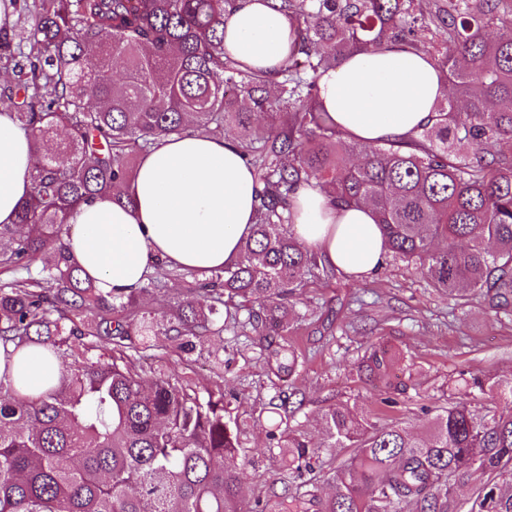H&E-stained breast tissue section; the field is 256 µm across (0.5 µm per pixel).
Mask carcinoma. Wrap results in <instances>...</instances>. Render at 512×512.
Returning a JSON list of instances; mask_svg holds the SVG:
<instances>
[{
  "label": "carcinoma",
  "mask_w": 512,
  "mask_h": 512,
  "mask_svg": "<svg viewBox=\"0 0 512 512\" xmlns=\"http://www.w3.org/2000/svg\"><path fill=\"white\" fill-rule=\"evenodd\" d=\"M236 6L34 0L26 26L0 28L10 75L0 97L34 133L33 194L16 223L0 225V269L15 273L0 283V349L8 366L26 349L61 364L58 384L37 396L0 376V512H249L242 425L224 390L201 395L162 371L155 351L165 340L179 357L203 337L278 335L306 318L290 303L298 276L325 271L289 231L305 183L338 207H370L386 254L449 298L512 308V0H275L297 27L288 64L272 74L224 54V15ZM384 39L431 56L454 99L404 139L367 148L341 139L318 79ZM229 123L262 185L239 259L202 278L157 262L146 288L119 298L83 276L62 243L69 212L101 194L131 204L127 184L155 139L221 138ZM175 275L191 281L159 321L140 293L166 296ZM394 360L375 344L358 371L389 391ZM301 365L290 347L278 371ZM466 387L425 410L420 435L339 403L322 411L313 442L288 425L286 402L271 404L279 421L268 437L298 481L296 512H512V378ZM325 448L353 452L323 499L304 474Z\"/></svg>",
  "instance_id": "obj_1"
}]
</instances>
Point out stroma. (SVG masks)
Wrapping results in <instances>:
<instances>
[{"label":"stroma","instance_id":"1","mask_svg":"<svg viewBox=\"0 0 512 512\" xmlns=\"http://www.w3.org/2000/svg\"><path fill=\"white\" fill-rule=\"evenodd\" d=\"M297 307L312 314L285 335L210 337L190 361L174 356L161 363L200 390L223 389L244 425L243 495L250 510L289 484L288 462L266 436L273 397L288 398L291 426L316 441L322 410L337 403L420 433L426 427L423 407L462 397L465 379L477 375L491 383L512 376V315L489 312L477 300L454 305L418 270L399 262L385 260L376 274L359 281L329 269L327 279L299 289ZM374 343L403 357L392 373L399 389L392 408L381 405L375 384L355 375L358 359ZM289 345L306 356L292 377L277 373L276 353Z\"/></svg>","mask_w":512,"mask_h":512}]
</instances>
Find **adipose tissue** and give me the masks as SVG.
Returning <instances> with one entry per match:
<instances>
[{
	"label": "adipose tissue",
	"mask_w": 512,
	"mask_h": 512,
	"mask_svg": "<svg viewBox=\"0 0 512 512\" xmlns=\"http://www.w3.org/2000/svg\"><path fill=\"white\" fill-rule=\"evenodd\" d=\"M274 0H241L224 18V50L247 71H269L288 60L294 19ZM319 96L348 138L377 144L430 123L449 86L427 54L381 45L351 54L323 73ZM32 134L0 106V224H12L32 194ZM132 206L101 195L76 207L65 246L72 262L103 291L126 295L145 282L155 260L208 273L235 263L254 222L259 193L252 169L234 144L194 133L157 139L128 185ZM293 230L320 260L353 279L382 265L386 247L373 211L337 208L320 188L298 189ZM12 371L37 395L58 383V360L27 355Z\"/></svg>",
	"instance_id": "adipose-tissue-1"
}]
</instances>
